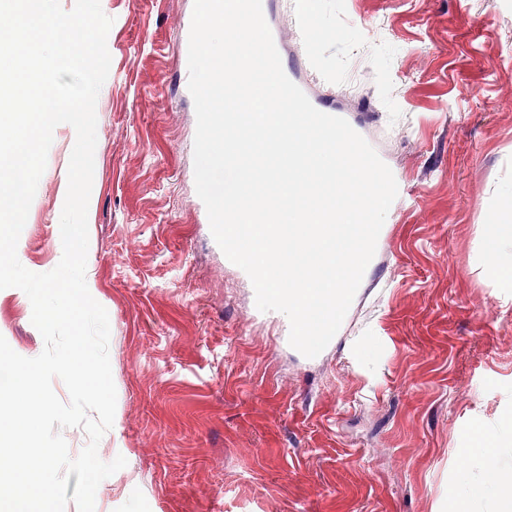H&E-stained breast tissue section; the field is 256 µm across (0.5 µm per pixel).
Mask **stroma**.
I'll return each mask as SVG.
<instances>
[{"label":"stroma","instance_id":"35a3bbf8","mask_svg":"<svg viewBox=\"0 0 512 512\" xmlns=\"http://www.w3.org/2000/svg\"><path fill=\"white\" fill-rule=\"evenodd\" d=\"M316 77L399 185L336 345L313 358L255 311L198 210L196 115L177 90L193 0H101L114 23L96 107L86 283L107 311L117 392L95 512H454L459 464L512 473V288L480 259L512 197V0H288ZM76 132H53L17 256L62 257ZM17 288L0 336L44 340ZM192 14H182L178 24L179 43L177 46V56L181 66L182 83L185 92L189 95V71H188V39L191 25Z\"/></svg>","mask_w":512,"mask_h":512}]
</instances>
